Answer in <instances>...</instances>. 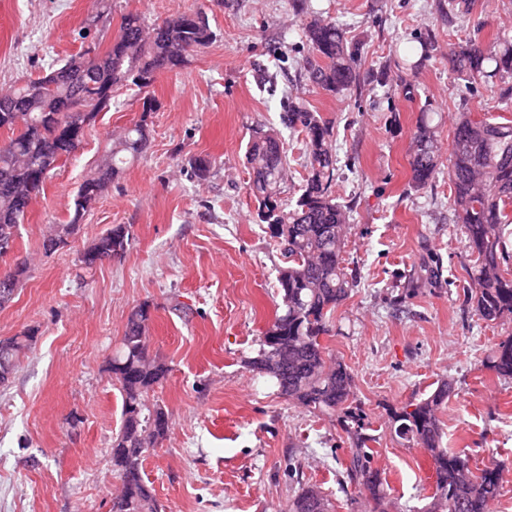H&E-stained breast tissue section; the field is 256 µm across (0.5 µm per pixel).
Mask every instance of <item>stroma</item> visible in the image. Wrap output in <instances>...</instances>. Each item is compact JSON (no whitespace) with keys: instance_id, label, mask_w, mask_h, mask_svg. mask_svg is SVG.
Wrapping results in <instances>:
<instances>
[{"instance_id":"stroma-1","label":"stroma","mask_w":512,"mask_h":512,"mask_svg":"<svg viewBox=\"0 0 512 512\" xmlns=\"http://www.w3.org/2000/svg\"><path fill=\"white\" fill-rule=\"evenodd\" d=\"M94 0H0V88L37 76L79 51ZM206 12L216 38L177 72L157 75L161 104L150 145L85 215L69 246L45 256L43 235L68 222L79 184L113 139L141 115L120 90L77 153L51 172L19 226L13 255L28 272L0 307V338L38 333L0 387V512H109L120 478L110 459L122 396L107 369L129 312L149 305L150 351L169 373L149 395L170 433L144 462L162 512H281L302 484L321 486L333 512H365L337 482L352 446L337 422L282 398L249 371L275 313L284 257L256 217L244 152L256 124L280 129L288 97L334 124L336 193L350 203L344 256L360 278L338 307L330 352L355 376L354 399L379 427L374 466L392 512H417L433 491L424 451L384 428L386 410L415 402L440 379L455 391L439 419L449 447L472 466H504L494 512H512V381L482 362L512 323L481 320L463 304L468 253L448 210L447 171L411 190L412 132L432 106L442 134L458 108L490 112L498 88L466 96L448 61L477 23L512 37V0H112V38L123 14L161 20ZM321 16L357 43L358 83L344 95L305 84L297 61L301 18ZM430 38V56L398 86L405 49ZM211 160L206 179L193 162ZM115 224L134 241L92 272L80 254ZM439 258L438 279L426 277ZM412 288L403 313L391 293Z\"/></svg>"}]
</instances>
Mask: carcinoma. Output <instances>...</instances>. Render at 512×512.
<instances>
[{
    "label": "carcinoma",
    "instance_id": "obj_1",
    "mask_svg": "<svg viewBox=\"0 0 512 512\" xmlns=\"http://www.w3.org/2000/svg\"><path fill=\"white\" fill-rule=\"evenodd\" d=\"M473 36L449 49L453 70L471 88L501 84L499 102L512 109V38ZM301 71L313 86L332 95L356 84L359 46L328 19L302 24ZM213 39L201 11L148 22L137 12L121 17L118 33L107 45L98 41L63 59L48 73L0 91V251L12 246L28 208L43 191L51 170L81 147L99 112L112 106L114 94L135 87L142 95L143 115L112 142L92 175L73 197V213L65 224L53 225L43 242L49 256L59 241L80 225L85 214L126 166L146 152L150 135L147 115L158 108L148 88L154 75L185 67ZM86 111H71L73 101ZM281 123L302 136L305 146L300 195L295 203L281 197L288 150L279 132L255 125L245 150L250 170L249 191L257 203V218L267 225L286 259L277 274L280 298L274 320L260 338L248 368L270 377L283 398L329 415L353 440L339 484L352 487L371 504V512H387L388 486L373 468L377 438L367 433L368 415L353 404L354 374L333 358L322 343L332 332L336 309L357 284V271L343 257L348 206L336 199V155L333 125L292 98L281 112ZM439 125L421 114L413 133L411 187L421 191L441 170ZM448 208L461 225L470 257V287L464 302L486 322L512 320V119L478 118L461 109L455 113L448 142ZM132 244L127 226L116 224L97 237L79 259L91 270L103 258H121ZM150 310L140 305L127 317L124 335L112 351L109 371L122 395V424L112 442V469L122 479L112 499L119 512H160L152 486L142 474L149 449L167 436L169 418L148 395L161 385L168 367L149 350ZM37 330L0 338V384L9 381L23 348ZM484 367L499 380H512V335L494 343ZM453 391L443 380L416 403L390 408L388 428L398 438L423 449L431 461L434 488L421 512H490L501 496L504 468L491 460L472 468L463 454L443 445L439 411ZM331 504L316 484H305L288 500L284 512H330Z\"/></svg>",
    "mask_w": 512,
    "mask_h": 512
}]
</instances>
